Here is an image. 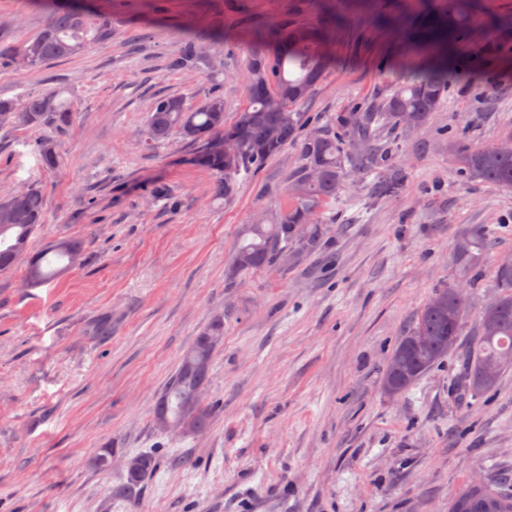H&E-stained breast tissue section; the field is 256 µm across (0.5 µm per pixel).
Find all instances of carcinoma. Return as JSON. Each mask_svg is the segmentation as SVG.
Here are the masks:
<instances>
[{
    "mask_svg": "<svg viewBox=\"0 0 512 512\" xmlns=\"http://www.w3.org/2000/svg\"><path fill=\"white\" fill-rule=\"evenodd\" d=\"M446 9L412 21L411 50L420 59V70L401 82L372 112L340 115L301 143L303 165L289 187V203L268 223L245 224L233 256L232 272L286 269L328 241L329 221L318 209L336 197L354 174L374 175L372 194L396 197L410 174L394 161L392 136L398 130L425 125L448 94V64L455 54L456 39L471 22L469 0H446ZM108 30L107 18L82 5L51 10L46 25L21 42H7L0 35V62L35 69L50 62L83 54L90 42ZM333 31L323 25L284 21L265 32L264 44L247 61L246 88L249 104L237 113L233 124L224 122V98L210 96L191 107L181 96L156 98L148 112L147 142L164 143L176 132L203 149L195 162L215 177L213 193L233 194L237 177L250 175L269 159L296 142L303 127L298 111L332 64L328 47ZM64 91L32 95L19 104L0 98V127L51 126L57 130L73 122V107ZM233 137L239 149L226 153L219 143ZM466 176L503 190H512V152L498 146L474 147L462 139L448 142ZM33 153L43 168L59 163L54 140L35 143ZM44 222V197L28 185L0 197V272L11 270L25 255L39 224ZM489 247L488 232L465 233L455 245L459 279L433 291L411 327L393 347L381 386L397 396L459 350L468 298L461 283L480 268ZM81 244L64 239L35 256L28 267L31 283H45L80 261ZM66 260L53 267V258ZM498 292L480 313L478 335L463 360L455 391L463 397H479L493 390L505 370L512 367V251L498 254L495 265ZM224 339V316L217 315L184 353L177 372L164 388L153 413L157 427L182 434L200 433L210 422L211 409L200 398L209 381L211 358ZM142 469L126 475L120 492L134 497L154 466L144 453ZM448 512H512V493L490 481L481 488L467 485L448 500Z\"/></svg>",
    "mask_w": 512,
    "mask_h": 512,
    "instance_id": "carcinoma-1",
    "label": "carcinoma"
}]
</instances>
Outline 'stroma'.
<instances>
[{
  "mask_svg": "<svg viewBox=\"0 0 512 512\" xmlns=\"http://www.w3.org/2000/svg\"><path fill=\"white\" fill-rule=\"evenodd\" d=\"M442 0H92L107 35L82 55L36 70L0 65V98L68 89L65 130L0 129V193L42 189L34 250L69 237L83 260L52 282L26 266L0 272V512H448L473 478L512 489V369L482 398L450 389L448 358L397 397L380 377L399 336L456 272L454 244L490 233L469 288L462 340L497 293L494 264L512 250V191L462 177L448 152L512 140V0H473L448 96L395 150L410 179L377 198L365 176L324 205L329 244L285 270H228L241 225L288 201L300 149L288 146L233 194L214 197L199 147L172 135L146 145L152 100L224 99L245 107L251 34L288 19L336 22L334 65L302 105V135L379 104L402 72L399 17ZM49 18L34 0H0V31L19 42ZM223 27L224 37L210 38ZM197 53L179 68L187 39ZM54 136L60 162L38 166ZM162 186L164 197L153 195ZM112 316V333L93 320ZM224 341L204 402L209 427L160 434L153 410L185 351L215 315ZM112 451L108 471L89 456ZM158 451L136 500L121 497L124 463Z\"/></svg>",
  "mask_w": 512,
  "mask_h": 512,
  "instance_id": "1",
  "label": "stroma"
}]
</instances>
